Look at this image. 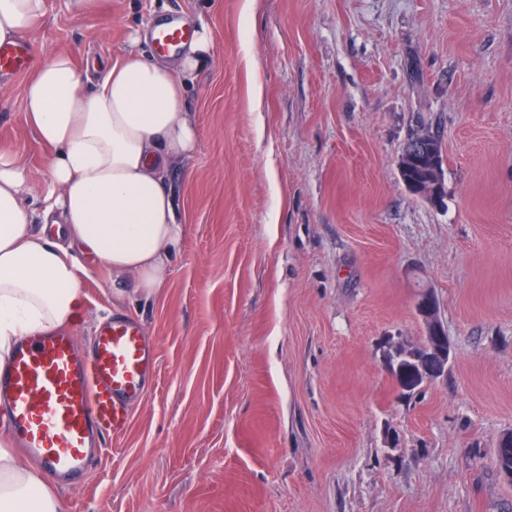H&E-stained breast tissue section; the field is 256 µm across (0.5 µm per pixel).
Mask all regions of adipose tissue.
Instances as JSON below:
<instances>
[{
    "label": "adipose tissue",
    "mask_w": 512,
    "mask_h": 512,
    "mask_svg": "<svg viewBox=\"0 0 512 512\" xmlns=\"http://www.w3.org/2000/svg\"><path fill=\"white\" fill-rule=\"evenodd\" d=\"M45 0H0V44L28 33ZM132 30L127 49L93 85L71 55L37 58L24 88L28 126L51 150L46 188L29 202L30 170L0 149V362L13 341L71 322L84 259L134 278L145 297L169 282L185 224L168 185L195 154L199 129L188 79L209 58L199 25L177 64L150 60ZM0 512H59L53 488L0 443Z\"/></svg>",
    "instance_id": "1"
}]
</instances>
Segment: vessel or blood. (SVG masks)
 Listing matches in <instances>:
<instances>
[{
	"instance_id": "vessel-or-blood-1",
	"label": "vessel or blood",
	"mask_w": 512,
	"mask_h": 512,
	"mask_svg": "<svg viewBox=\"0 0 512 512\" xmlns=\"http://www.w3.org/2000/svg\"><path fill=\"white\" fill-rule=\"evenodd\" d=\"M191 25L151 26L159 53L182 49ZM29 43L0 44V78L27 70ZM156 365V345L121 313L96 326L86 349L65 330L22 337L0 365V432L59 483L72 485L92 468L107 437L124 434Z\"/></svg>"
}]
</instances>
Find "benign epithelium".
Wrapping results in <instances>:
<instances>
[{"label": "benign epithelium", "instance_id": "7a95c632", "mask_svg": "<svg viewBox=\"0 0 512 512\" xmlns=\"http://www.w3.org/2000/svg\"><path fill=\"white\" fill-rule=\"evenodd\" d=\"M415 310L423 325L424 341L418 346H412L398 337H391L383 351L384 365L387 369L392 362L399 368L402 360L410 361L414 381L397 386L400 396L404 398L420 392L419 384L431 385L448 376V366L453 352L444 324L439 317L438 300L432 289L421 290Z\"/></svg>", "mask_w": 512, "mask_h": 512}]
</instances>
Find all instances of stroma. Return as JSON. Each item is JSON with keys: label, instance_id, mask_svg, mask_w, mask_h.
Listing matches in <instances>:
<instances>
[{"label": "stroma", "instance_id": "obj_1", "mask_svg": "<svg viewBox=\"0 0 512 512\" xmlns=\"http://www.w3.org/2000/svg\"><path fill=\"white\" fill-rule=\"evenodd\" d=\"M45 3L26 42L90 70L173 15L213 42L187 88L198 149L169 180L186 233L168 288L146 299L89 264L67 325L83 346L124 313L158 351L129 430L57 489L60 512H512L492 462L512 432V0ZM24 83L0 79V148L37 197L49 151ZM424 128L439 206L398 171ZM425 287L453 358L402 400L383 345L421 342Z\"/></svg>", "mask_w": 512, "mask_h": 512}]
</instances>
